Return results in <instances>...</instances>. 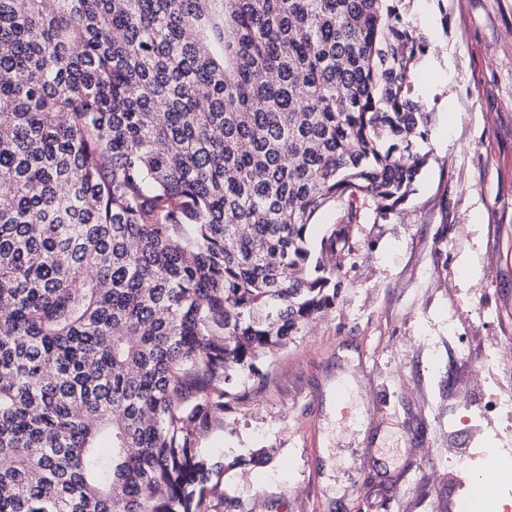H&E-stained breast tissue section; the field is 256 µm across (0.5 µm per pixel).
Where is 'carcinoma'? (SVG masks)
<instances>
[{
  "instance_id": "1",
  "label": "carcinoma",
  "mask_w": 512,
  "mask_h": 512,
  "mask_svg": "<svg viewBox=\"0 0 512 512\" xmlns=\"http://www.w3.org/2000/svg\"><path fill=\"white\" fill-rule=\"evenodd\" d=\"M403 2L0 0V512H213L196 438L427 163ZM345 211L346 203L336 202L328 205L315 216L314 225L311 227V242L314 246H319L320 240L330 233L334 224L341 222Z\"/></svg>"
}]
</instances>
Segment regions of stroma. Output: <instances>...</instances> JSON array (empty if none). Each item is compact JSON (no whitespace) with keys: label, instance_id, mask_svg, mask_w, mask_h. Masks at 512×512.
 <instances>
[{"label":"stroma","instance_id":"1","mask_svg":"<svg viewBox=\"0 0 512 512\" xmlns=\"http://www.w3.org/2000/svg\"><path fill=\"white\" fill-rule=\"evenodd\" d=\"M428 49L412 94L429 161L386 215L366 212L335 306L262 355L263 380L196 440L224 461V512H460L458 464L512 416V0H410ZM471 357L448 351V315Z\"/></svg>","mask_w":512,"mask_h":512}]
</instances>
